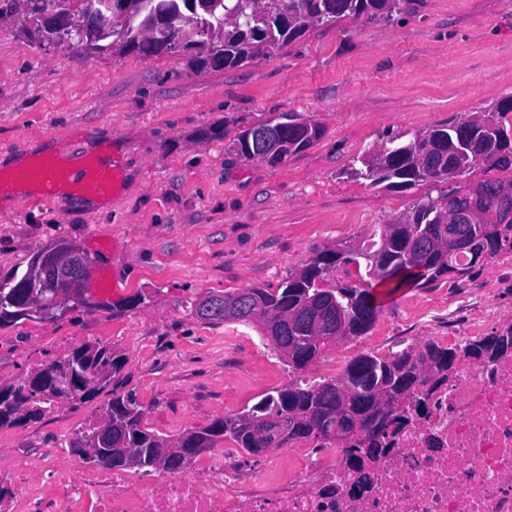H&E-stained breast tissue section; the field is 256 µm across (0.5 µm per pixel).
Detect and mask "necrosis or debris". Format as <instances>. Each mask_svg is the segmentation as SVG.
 <instances>
[{"instance_id": "obj_1", "label": "necrosis or debris", "mask_w": 512, "mask_h": 512, "mask_svg": "<svg viewBox=\"0 0 512 512\" xmlns=\"http://www.w3.org/2000/svg\"><path fill=\"white\" fill-rule=\"evenodd\" d=\"M490 278L473 285L476 312H462L443 342L459 345L487 325L512 326L495 304L512 287V246L490 256ZM36 484L0 495V512H512V352L461 359L450 381H428L403 402L363 471L349 468L327 439L301 459L269 456L246 471L233 453L210 452L186 470L129 481L86 475L55 461Z\"/></svg>"}]
</instances>
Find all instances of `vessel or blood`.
Listing matches in <instances>:
<instances>
[{
	"label": "vessel or blood",
	"mask_w": 512,
	"mask_h": 512,
	"mask_svg": "<svg viewBox=\"0 0 512 512\" xmlns=\"http://www.w3.org/2000/svg\"><path fill=\"white\" fill-rule=\"evenodd\" d=\"M119 181L116 165L96 161L77 169L56 152L36 156L0 178V196H12L31 206L61 202L73 192L97 199L111 193Z\"/></svg>",
	"instance_id": "b4317fda"
}]
</instances>
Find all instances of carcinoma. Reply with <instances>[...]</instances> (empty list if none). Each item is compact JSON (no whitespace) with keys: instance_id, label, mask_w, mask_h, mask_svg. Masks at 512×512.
Masks as SVG:
<instances>
[{"instance_id":"cac0c4a2","label":"carcinoma","mask_w":512,"mask_h":512,"mask_svg":"<svg viewBox=\"0 0 512 512\" xmlns=\"http://www.w3.org/2000/svg\"><path fill=\"white\" fill-rule=\"evenodd\" d=\"M195 10L186 7V0H147L145 10L127 29H112V44L120 51H135L142 56L171 53L170 42L182 38L192 25H222L218 36L224 39V58L214 61L200 45L198 61L215 68L241 67L256 57L270 56L298 37L309 26L335 22L346 15L365 16L389 22L402 10V0H194ZM276 132L275 148L262 161L278 166L307 149L321 135V128L296 115L284 114L275 122L266 120L240 130L233 142V151L242 158L253 143L257 130ZM512 154V95L475 114L439 128L419 131L405 141L397 138L376 147L358 159L360 167L353 174L372 184L408 187L420 181L447 185L435 198L423 199L412 210L402 213L379 227L367 247L345 253L324 251L313 256L298 271H292L275 288L248 289L251 307L226 317L222 314L199 316L211 325L228 321L254 324L263 336L268 332L254 319L253 308L276 321V338L272 344L288 365V384L272 389L259 401L241 411L214 420L196 430L185 431L168 442L143 425V409L135 397L112 395L106 409V420L112 423V441L101 435V420L88 423L69 441L79 455L86 448L112 449L111 469H136L151 472H177L187 468L201 451L228 442L246 455H256L269 447L261 429L269 417L283 415L288 421V434L279 441L284 448L293 441L326 438L334 442L336 427L346 438L341 442L349 466L363 470L364 459L375 456L378 438L386 430L389 418L399 404L425 383L429 372L440 374L437 381L448 380V368L456 357L495 359L512 347V328L503 336L498 332L469 340L448 348L433 340L405 347L385 356L362 353L353 357L341 379L304 380L309 355H320L329 346L317 347L303 341L309 325L306 313L315 294L331 297L345 311L348 322L345 337L363 335L381 310L377 297L371 293L372 280L378 276L388 283V293L397 292L419 280L411 272L409 255L417 253L433 266L426 282H433L463 266H473L483 256L495 254L502 246V236L512 223L496 229L486 237L478 251L466 250L465 265L459 257L445 256L438 246L448 232V199L457 189V181L482 170L488 175L498 169V161L480 155L485 145ZM355 267L358 282L331 281L330 274L340 265ZM23 277L13 273L0 279L7 298H24ZM76 361V368L92 381L89 390L77 394L86 400L106 388L112 375L119 372L125 360L105 347L81 344L70 349L67 357L38 369L46 375ZM57 408L49 397L32 404L27 420H38ZM170 444L188 448L173 465H154L160 448Z\"/></svg>"}]
</instances>
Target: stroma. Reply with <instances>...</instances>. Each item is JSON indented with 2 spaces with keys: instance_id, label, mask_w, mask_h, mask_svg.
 I'll list each match as a JSON object with an SVG mask.
<instances>
[{
  "instance_id": "35a3bbf8",
  "label": "stroma",
  "mask_w": 512,
  "mask_h": 512,
  "mask_svg": "<svg viewBox=\"0 0 512 512\" xmlns=\"http://www.w3.org/2000/svg\"><path fill=\"white\" fill-rule=\"evenodd\" d=\"M510 94L512 0H404L391 22L315 24L232 69L198 65L189 51L146 57L50 44L24 0H0V172L59 146L75 159L109 151L122 171L94 208L76 198L0 204L1 278L62 240L87 259L82 304L0 325V385L73 337L125 360L93 398L0 427V488L47 483L36 467L49 456L74 461L69 439L113 393L133 395L146 429L172 439L286 385L288 367L258 328L206 324L193 303L273 288L319 252L362 247L443 187L374 185L352 175L358 159ZM282 112L318 124L321 137L276 167L230 151L241 127ZM486 275L481 263L385 297L370 330L330 346L308 374H324L340 355H387L401 336L441 335L425 313Z\"/></svg>"
}]
</instances>
